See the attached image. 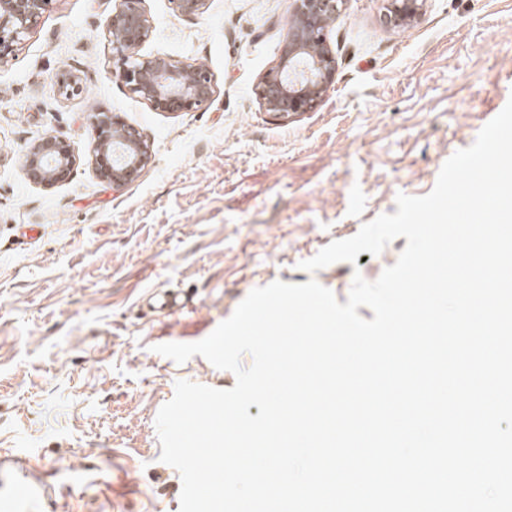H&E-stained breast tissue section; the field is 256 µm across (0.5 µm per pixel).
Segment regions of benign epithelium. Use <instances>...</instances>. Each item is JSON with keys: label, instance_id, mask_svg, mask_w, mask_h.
Returning <instances> with one entry per match:
<instances>
[{"label": "benign epithelium", "instance_id": "1", "mask_svg": "<svg viewBox=\"0 0 512 512\" xmlns=\"http://www.w3.org/2000/svg\"><path fill=\"white\" fill-rule=\"evenodd\" d=\"M143 0H117L106 19L105 36L120 56L115 76L137 98L160 112L191 111L208 102L214 84L208 70L181 64L163 56L140 54L150 33ZM207 0H174L185 17L204 12ZM51 0H0V64L7 61L30 32ZM295 23L288 29L278 64L266 73L258 87L261 104L269 112L286 116L317 107L331 87L336 60L327 40L331 23L341 12V0H296ZM418 0H388L385 17L400 26L414 19ZM90 163L96 174L116 186L137 178L150 154L138 129L125 125L108 112L91 115ZM77 163L74 148L66 140L48 134L31 145L24 158L27 178L52 186L65 180Z\"/></svg>", "mask_w": 512, "mask_h": 512}]
</instances>
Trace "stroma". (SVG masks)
<instances>
[{"label": "stroma", "instance_id": "obj_1", "mask_svg": "<svg viewBox=\"0 0 512 512\" xmlns=\"http://www.w3.org/2000/svg\"><path fill=\"white\" fill-rule=\"evenodd\" d=\"M114 5L51 0L0 65V512H179L156 415L177 381L229 389L236 377L155 345L204 339L277 280L313 279L346 303L354 275L376 280L406 238L314 273L301 262L395 213L398 194L429 193L512 97V0H423L403 29L384 23L386 0H346L327 33L331 88L285 118L257 88L294 0H207L192 18L144 0L141 54L212 76L213 97L189 112L155 111L115 77ZM63 77L80 92L61 91ZM98 109L149 146L118 188L85 158ZM48 134L80 159L43 187L22 162ZM177 289L185 309L147 308Z\"/></svg>", "mask_w": 512, "mask_h": 512}]
</instances>
